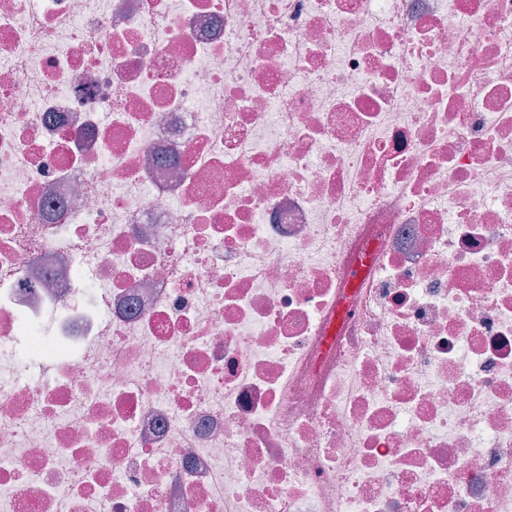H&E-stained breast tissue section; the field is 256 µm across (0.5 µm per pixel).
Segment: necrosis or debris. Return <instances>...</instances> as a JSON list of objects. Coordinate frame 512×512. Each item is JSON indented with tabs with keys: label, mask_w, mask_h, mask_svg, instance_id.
<instances>
[{
	"label": "necrosis or debris",
	"mask_w": 512,
	"mask_h": 512,
	"mask_svg": "<svg viewBox=\"0 0 512 512\" xmlns=\"http://www.w3.org/2000/svg\"><path fill=\"white\" fill-rule=\"evenodd\" d=\"M0 512H512V0H0Z\"/></svg>",
	"instance_id": "obj_1"
}]
</instances>
